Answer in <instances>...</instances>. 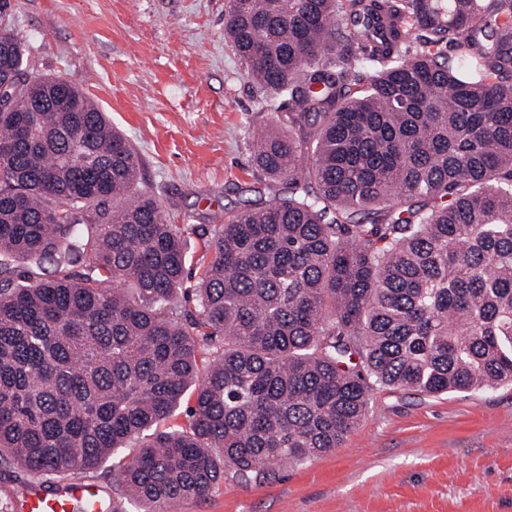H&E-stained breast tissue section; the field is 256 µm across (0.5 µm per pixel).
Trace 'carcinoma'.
<instances>
[{"instance_id": "cac0c4a2", "label": "carcinoma", "mask_w": 512, "mask_h": 512, "mask_svg": "<svg viewBox=\"0 0 512 512\" xmlns=\"http://www.w3.org/2000/svg\"><path fill=\"white\" fill-rule=\"evenodd\" d=\"M224 39L287 98L251 163L288 196L193 229L187 288L138 153L0 33V452L110 458L140 512L332 452L374 386L512 384V0H227Z\"/></svg>"}]
</instances>
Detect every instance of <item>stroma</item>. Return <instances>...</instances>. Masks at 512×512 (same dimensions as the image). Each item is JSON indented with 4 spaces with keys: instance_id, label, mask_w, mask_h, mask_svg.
Segmentation results:
<instances>
[{
    "instance_id": "obj_1",
    "label": "stroma",
    "mask_w": 512,
    "mask_h": 512,
    "mask_svg": "<svg viewBox=\"0 0 512 512\" xmlns=\"http://www.w3.org/2000/svg\"><path fill=\"white\" fill-rule=\"evenodd\" d=\"M24 76L65 77L142 160L138 187L187 227L278 192L251 133L283 125L224 40L226 0H10ZM35 483L0 461V512ZM175 512H512V385L432 396L374 388L335 451L248 482L232 474Z\"/></svg>"
}]
</instances>
